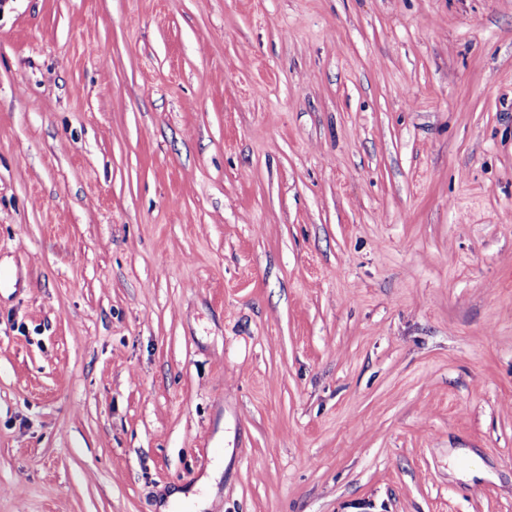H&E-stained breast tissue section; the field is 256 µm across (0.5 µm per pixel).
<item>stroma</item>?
Segmentation results:
<instances>
[{"mask_svg": "<svg viewBox=\"0 0 512 512\" xmlns=\"http://www.w3.org/2000/svg\"><path fill=\"white\" fill-rule=\"evenodd\" d=\"M0 271V512H512V0H5Z\"/></svg>", "mask_w": 512, "mask_h": 512, "instance_id": "35a3bbf8", "label": "stroma"}]
</instances>
